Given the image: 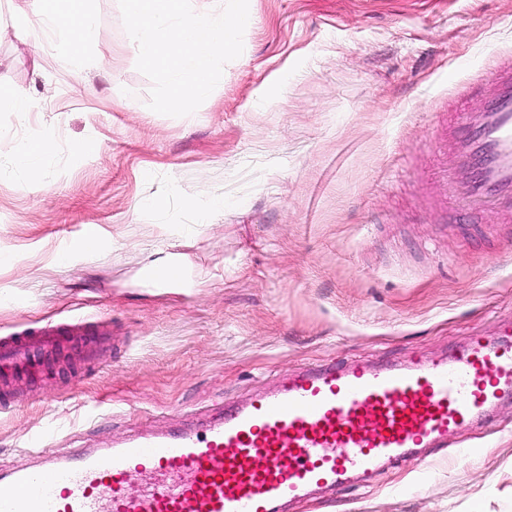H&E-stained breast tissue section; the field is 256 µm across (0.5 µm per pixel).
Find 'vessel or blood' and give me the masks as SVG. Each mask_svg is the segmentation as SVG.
Listing matches in <instances>:
<instances>
[{
	"label": "vessel or blood",
	"instance_id": "b4317fda",
	"mask_svg": "<svg viewBox=\"0 0 512 512\" xmlns=\"http://www.w3.org/2000/svg\"><path fill=\"white\" fill-rule=\"evenodd\" d=\"M469 87L483 91L482 108H459L432 138L467 173L454 184L460 208L512 213V55H496ZM64 334L1 337L0 375L38 369ZM506 400L512 329L443 358L303 368L216 419L105 448L60 453L52 433L33 434L32 465L0 470V512H284L314 490L367 483L421 449L447 448ZM142 471L151 482L128 495Z\"/></svg>",
	"mask_w": 512,
	"mask_h": 512
}]
</instances>
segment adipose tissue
Returning <instances> with one entry per match:
<instances>
[{"instance_id": "obj_1", "label": "adipose tissue", "mask_w": 512, "mask_h": 512, "mask_svg": "<svg viewBox=\"0 0 512 512\" xmlns=\"http://www.w3.org/2000/svg\"><path fill=\"white\" fill-rule=\"evenodd\" d=\"M17 28L25 30L33 24L58 37L66 46L68 63L76 73L89 66V47L96 40L94 19L88 0H10Z\"/></svg>"}]
</instances>
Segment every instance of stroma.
<instances>
[{
    "mask_svg": "<svg viewBox=\"0 0 512 512\" xmlns=\"http://www.w3.org/2000/svg\"><path fill=\"white\" fill-rule=\"evenodd\" d=\"M102 65L76 76L0 0V336L84 320L0 393V467L25 440L101 447L205 417L304 365L399 363L512 322V223L459 211L427 144L454 86L512 51V0H249L241 56L191 115L147 106L118 0H89ZM46 139V177L16 163ZM106 244L85 255L84 225ZM173 246L184 281L143 262ZM449 448L288 512H512V401ZM34 108L33 99L29 94L20 89H10L0 92V109L12 112H30Z\"/></svg>",
    "mask_w": 512,
    "mask_h": 512,
    "instance_id": "1",
    "label": "stroma"
}]
</instances>
